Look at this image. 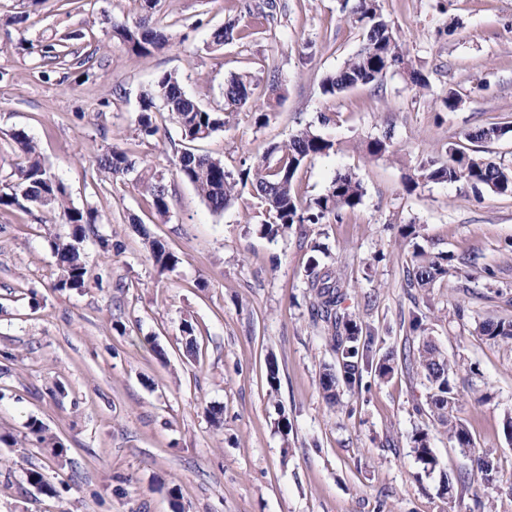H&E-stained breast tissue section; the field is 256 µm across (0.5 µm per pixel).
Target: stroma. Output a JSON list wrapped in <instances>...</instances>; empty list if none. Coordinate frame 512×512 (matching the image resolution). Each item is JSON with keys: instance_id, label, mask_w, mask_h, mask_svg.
Listing matches in <instances>:
<instances>
[{"instance_id": "stroma-1", "label": "stroma", "mask_w": 512, "mask_h": 512, "mask_svg": "<svg viewBox=\"0 0 512 512\" xmlns=\"http://www.w3.org/2000/svg\"><path fill=\"white\" fill-rule=\"evenodd\" d=\"M258 2L160 0L174 40L141 60L110 33L111 20H139V0H0V185L20 161L12 134L22 130L73 204L102 217L83 243L85 286L59 290L50 243L67 225L33 206L0 209V512H512L503 431L512 344L478 330L512 319V195L478 197L461 182L407 187L421 161L451 145L512 170V0H382L429 89L391 70L333 96L322 94V78L362 45L351 0H275L264 19L253 16ZM231 20L249 25V37L210 47L211 32ZM58 41L69 51L63 65L41 56ZM271 69L280 75L274 96ZM164 73L206 106L221 101L230 75H250L258 101L273 103L267 125L234 114L202 152L234 172L308 127L334 149L301 167L298 196L318 197L349 173L361 204L274 239L260 234L265 212L250 192L213 214L177 172L179 127L161 113L156 137L136 130L140 95ZM451 89L462 104L440 111L435 100ZM493 124L508 134L467 139ZM385 136L390 153L368 156L366 143ZM115 148L163 176L167 218L150 212L131 177L99 168ZM408 224L417 245L452 257L459 273L408 287L416 244L399 234ZM150 236L178 257L173 269L153 264ZM313 256L339 279L341 312L381 352L428 338L455 362L457 414L473 448L419 413L428 384L401 365L387 380L341 387L336 404L324 399L319 376L336 354L326 323L311 315ZM33 419L62 455L30 434ZM420 431L431 437L435 471L412 449ZM478 454L493 459L494 481L477 473ZM32 468L54 494L28 483Z\"/></svg>"}]
</instances>
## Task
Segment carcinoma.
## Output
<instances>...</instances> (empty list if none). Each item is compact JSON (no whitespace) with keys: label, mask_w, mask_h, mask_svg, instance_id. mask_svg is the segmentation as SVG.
I'll return each instance as SVG.
<instances>
[{"label":"carcinoma","mask_w":512,"mask_h":512,"mask_svg":"<svg viewBox=\"0 0 512 512\" xmlns=\"http://www.w3.org/2000/svg\"><path fill=\"white\" fill-rule=\"evenodd\" d=\"M158 0H140L142 15L134 25L125 21H111L112 39L123 45L137 58H148L171 45L172 34L168 25L155 17ZM363 36L361 49L336 72L326 74L320 84L322 94L334 96L349 88L380 79L395 68L407 75L409 83L418 89L429 87V80L403 54L399 36L383 13L380 0H356L353 9ZM248 37L245 29L234 22L212 31L210 43L221 48L226 43ZM248 110L255 115V123L268 122L271 103H258L253 82L248 75H233L224 82L223 104L204 107L187 94L181 79L172 73L159 75L140 96L137 130L140 136L151 138L158 134L156 113L165 112L181 130L187 142L178 160V174L191 183L209 209L221 214L245 189H250L265 209L267 220L261 224L263 235L274 238L294 224H321L330 217H338L346 209L361 202L363 188L350 174H338L326 192L304 204L295 191V176L308 160L327 155L334 142L310 129L294 134L286 143H272L266 155L258 161L244 163L235 171H228L224 162L207 154L195 152L191 144L209 139L224 128L227 118L234 112ZM509 132L501 126L482 127L467 134L474 142L498 140ZM23 160L15 171V182L0 187V208L21 205L20 198L34 204L51 215H57L70 226V233L56 236L51 249L57 261L55 288L78 290L85 286L91 271L88 257L81 248L89 235L99 236L101 215L98 209L76 207L67 201L63 183L52 175L33 140L24 131L12 134ZM99 166L114 176H127L134 171L133 162L126 152L112 149L99 159ZM422 182H463L475 196L488 190L496 194H512V174L501 167L487 163L479 155L455 147L446 148L445 154L420 163L413 185ZM135 184L149 199L155 214L164 218L169 213V191L164 178L140 173ZM150 257L162 270L175 267L179 258L158 239L148 240ZM416 263L408 271V286L425 288L448 275V257L432 256L424 250L414 251ZM310 288L313 292L312 316L332 324L329 343L336 352V365L327 366L320 375L319 385L327 402L334 404L343 385L362 381L363 372L374 371L383 379L394 372L393 353L375 357L374 336L363 335L357 321L338 313L343 294L340 285L323 276L319 262L311 258L308 265ZM482 335L495 342H512V320L484 321L479 325ZM404 361L424 375L429 393L426 404L431 415L448 434V440L460 448L474 446L465 423L455 415L459 401L455 385V366L437 345L424 339L405 353ZM413 451L424 468L433 469L437 459L430 446V436L422 431L413 437Z\"/></svg>","instance_id":"carcinoma-1"}]
</instances>
